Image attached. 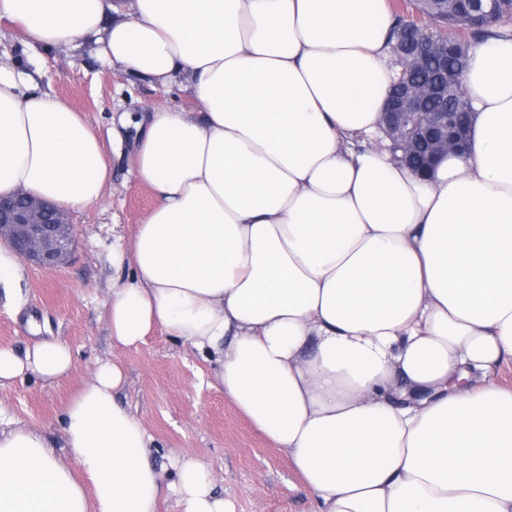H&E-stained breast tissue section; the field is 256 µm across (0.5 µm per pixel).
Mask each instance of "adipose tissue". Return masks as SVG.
<instances>
[{"mask_svg":"<svg viewBox=\"0 0 512 512\" xmlns=\"http://www.w3.org/2000/svg\"><path fill=\"white\" fill-rule=\"evenodd\" d=\"M47 50L78 39L198 112L164 107L134 174L157 204L112 245L113 344L183 339L274 444L318 512H512V39L473 42L471 149L422 179L383 146L396 76L386 0H0ZM100 137L20 65H0V196L76 209L108 181ZM63 341L0 347V388L57 381ZM97 362L64 411L75 477L38 430L0 427V512H234L200 460L174 479Z\"/></svg>","mask_w":512,"mask_h":512,"instance_id":"ef3b65f1","label":"adipose tissue"}]
</instances>
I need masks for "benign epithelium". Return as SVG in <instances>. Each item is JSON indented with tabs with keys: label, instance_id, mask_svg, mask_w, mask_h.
<instances>
[{
	"label": "benign epithelium",
	"instance_id": "benign-epithelium-1",
	"mask_svg": "<svg viewBox=\"0 0 512 512\" xmlns=\"http://www.w3.org/2000/svg\"><path fill=\"white\" fill-rule=\"evenodd\" d=\"M456 43L448 42L438 25L422 27L411 20L392 46L393 53L408 70H421L434 55L443 58ZM459 85L453 77L424 80L398 86L387 98L381 113L382 138L388 148L400 152L398 160L416 163L422 173L441 158L469 149L470 113L429 112L431 100L455 99ZM0 242L28 262L53 269L69 257L74 229L66 212L56 204L26 193L0 198Z\"/></svg>",
	"mask_w": 512,
	"mask_h": 512
}]
</instances>
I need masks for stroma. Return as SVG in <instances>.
Returning <instances> with one entry per match:
<instances>
[{
  "instance_id": "35a3bbf8",
  "label": "stroma",
  "mask_w": 512,
  "mask_h": 512,
  "mask_svg": "<svg viewBox=\"0 0 512 512\" xmlns=\"http://www.w3.org/2000/svg\"><path fill=\"white\" fill-rule=\"evenodd\" d=\"M19 62L41 91L66 101L106 144L109 181L101 199L68 210L75 231L72 254L61 266L22 263V277L0 284V346L24 351L56 338L74 353V368L61 383L34 380L0 388V417L39 430L72 470L80 465L64 447V410L88 380L96 361L123 364L126 384L118 403L135 414L152 436L149 461L170 471L174 459L192 457L215 476L214 491L235 512H316L317 504L287 454L276 448L215 385L214 370L183 340L152 332L139 349L115 347L106 303L112 293V244L130 236L155 205L151 190L132 173L134 129L112 138L118 112H146L200 105L182 86L168 89L131 80L104 64L93 45L47 51L27 47L17 27L0 22V63Z\"/></svg>"
}]
</instances>
